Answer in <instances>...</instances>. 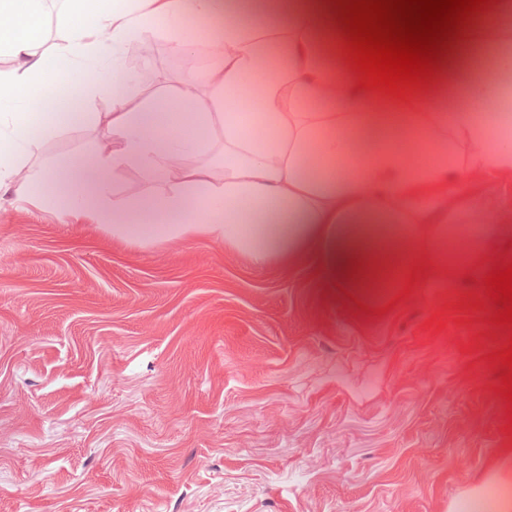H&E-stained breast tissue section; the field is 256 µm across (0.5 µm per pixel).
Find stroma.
Segmentation results:
<instances>
[{"label":"stroma","mask_w":512,"mask_h":512,"mask_svg":"<svg viewBox=\"0 0 512 512\" xmlns=\"http://www.w3.org/2000/svg\"><path fill=\"white\" fill-rule=\"evenodd\" d=\"M130 88L182 74L157 36ZM87 121L30 147L90 150ZM159 173L116 166L109 198L145 205ZM488 201L492 260L512 243V177ZM481 268L386 288L322 283L207 237L142 244L52 203H0V512H512V422L497 393L512 335Z\"/></svg>","instance_id":"obj_1"}]
</instances>
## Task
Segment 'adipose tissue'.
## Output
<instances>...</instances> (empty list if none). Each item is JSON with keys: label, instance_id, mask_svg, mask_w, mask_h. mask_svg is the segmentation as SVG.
I'll return each instance as SVG.
<instances>
[{"label": "adipose tissue", "instance_id": "adipose-tissue-1", "mask_svg": "<svg viewBox=\"0 0 512 512\" xmlns=\"http://www.w3.org/2000/svg\"><path fill=\"white\" fill-rule=\"evenodd\" d=\"M53 3L0 0V58L10 61L0 68V195L36 194L75 223L133 241L208 236L260 258L304 256L329 279L367 288L385 284L395 267L412 274L423 258L442 276L459 269L446 244L449 202L483 215L469 181L512 175V141L489 133L512 90V11L501 0L461 29L427 85L398 96L361 87L335 0L290 9L281 25L264 28L236 15L234 0H65L67 38L56 51L63 71L37 50ZM189 14L208 23L205 76L187 74L134 104L124 46L159 28L181 41ZM475 42L479 55L462 63ZM104 71L112 110L92 117L104 128L96 147L57 165H27L32 144L79 119L77 99L98 91ZM63 74L76 98L55 95L31 111ZM245 97L255 135L240 112ZM201 123L224 131L221 167L186 162L209 149ZM118 165L168 178L169 192L152 203L158 223L107 197Z\"/></svg>", "mask_w": 512, "mask_h": 512}]
</instances>
